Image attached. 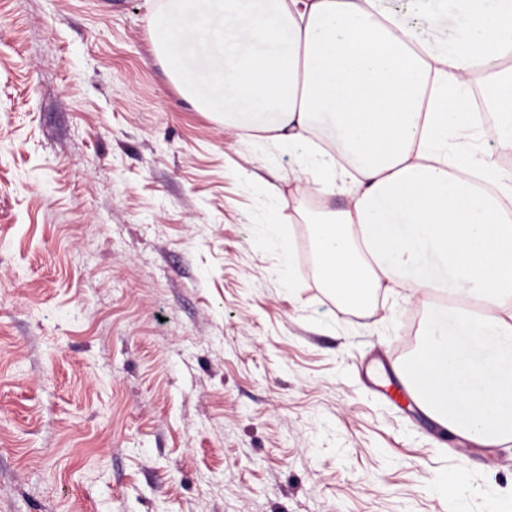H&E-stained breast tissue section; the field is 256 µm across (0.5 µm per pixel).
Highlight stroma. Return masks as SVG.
I'll return each instance as SVG.
<instances>
[{"instance_id":"stroma-1","label":"stroma","mask_w":512,"mask_h":512,"mask_svg":"<svg viewBox=\"0 0 512 512\" xmlns=\"http://www.w3.org/2000/svg\"><path fill=\"white\" fill-rule=\"evenodd\" d=\"M158 3L0 0V512H507L512 442L384 396L433 297L323 288L294 151L183 97Z\"/></svg>"}]
</instances>
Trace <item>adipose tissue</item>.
<instances>
[{
	"instance_id": "1",
	"label": "adipose tissue",
	"mask_w": 512,
	"mask_h": 512,
	"mask_svg": "<svg viewBox=\"0 0 512 512\" xmlns=\"http://www.w3.org/2000/svg\"><path fill=\"white\" fill-rule=\"evenodd\" d=\"M428 4L414 24L391 0H164L151 26L196 107L287 143L302 193L346 191L306 218L341 304L437 296L402 373L433 420L492 448L512 441V0ZM450 16L447 39L421 35ZM477 137L498 155L462 148Z\"/></svg>"
}]
</instances>
